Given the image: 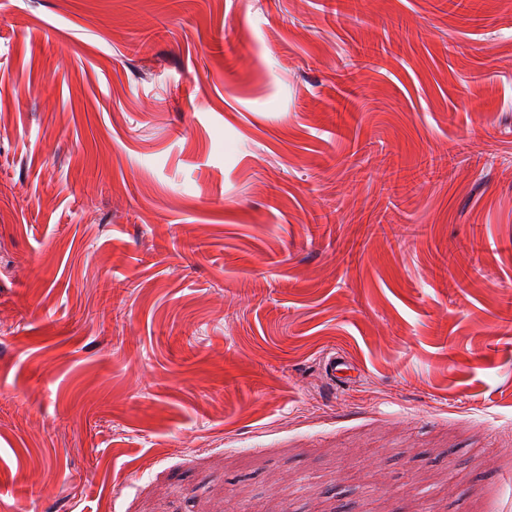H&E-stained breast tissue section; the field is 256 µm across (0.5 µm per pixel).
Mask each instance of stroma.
<instances>
[{
	"mask_svg": "<svg viewBox=\"0 0 512 512\" xmlns=\"http://www.w3.org/2000/svg\"><path fill=\"white\" fill-rule=\"evenodd\" d=\"M0 512H512V0H0ZM324 369L326 374L333 380L337 378L340 381L348 382L358 376L351 374V370L354 371L355 368L342 352H331L324 362Z\"/></svg>",
	"mask_w": 512,
	"mask_h": 512,
	"instance_id": "35a3bbf8",
	"label": "stroma"
}]
</instances>
